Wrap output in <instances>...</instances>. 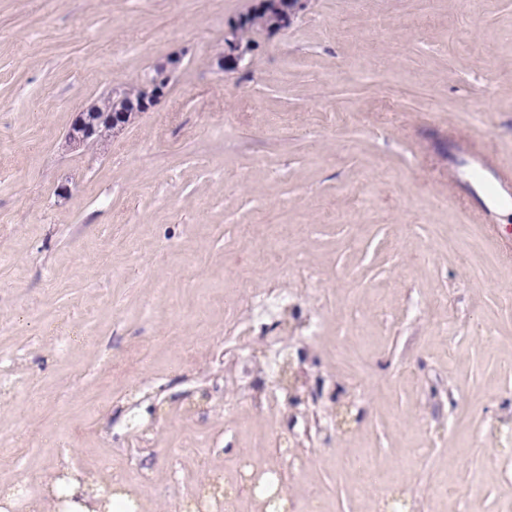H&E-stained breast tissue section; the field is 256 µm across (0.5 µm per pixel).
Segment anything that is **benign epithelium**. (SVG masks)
Masks as SVG:
<instances>
[{
    "label": "benign epithelium",
    "instance_id": "benign-epithelium-1",
    "mask_svg": "<svg viewBox=\"0 0 512 512\" xmlns=\"http://www.w3.org/2000/svg\"><path fill=\"white\" fill-rule=\"evenodd\" d=\"M308 0H255L251 11L266 15L267 33L274 34L289 28L306 8ZM182 57L175 54L166 63L154 68V73L140 84L141 93L134 97L126 89H115L109 95L111 107L107 110L94 104L88 110L77 112L66 132V141L74 148L105 142L119 133L140 114L149 111L167 93L169 84L179 69ZM253 64V45L241 40L231 29L224 34V53L217 66L222 72L247 70Z\"/></svg>",
    "mask_w": 512,
    "mask_h": 512
}]
</instances>
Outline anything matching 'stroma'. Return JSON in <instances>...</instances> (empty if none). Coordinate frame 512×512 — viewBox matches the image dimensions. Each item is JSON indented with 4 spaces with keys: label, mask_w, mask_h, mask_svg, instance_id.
Masks as SVG:
<instances>
[{
    "label": "stroma",
    "mask_w": 512,
    "mask_h": 512,
    "mask_svg": "<svg viewBox=\"0 0 512 512\" xmlns=\"http://www.w3.org/2000/svg\"><path fill=\"white\" fill-rule=\"evenodd\" d=\"M250 4L0 0V489L34 492L6 512L74 472L267 512L244 458L298 512H512V221L469 167L512 171V0H311L221 73ZM271 289L291 313L246 307ZM182 62L181 55L175 54L166 63L154 68V73L138 85L115 89L108 97L99 101L102 107H111L103 110L96 103L87 111L76 112L66 132V141L74 148H84L90 144L105 142L119 133L143 112L149 111L167 93L169 84ZM139 90L141 93L136 95ZM132 94V95H131Z\"/></svg>",
    "instance_id": "obj_1"
}]
</instances>
